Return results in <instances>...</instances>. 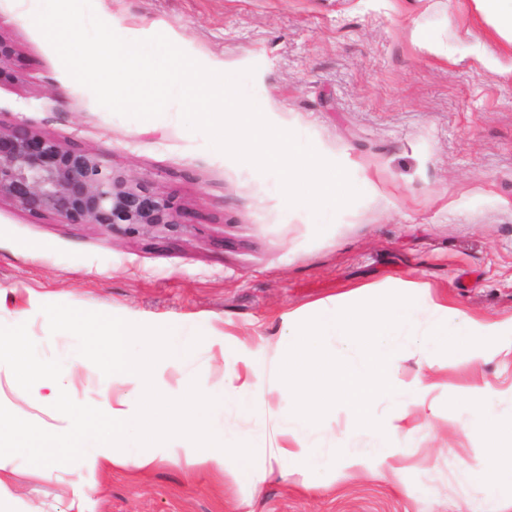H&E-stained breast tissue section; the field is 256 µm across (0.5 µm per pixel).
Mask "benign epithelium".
<instances>
[{"instance_id": "obj_1", "label": "benign epithelium", "mask_w": 512, "mask_h": 512, "mask_svg": "<svg viewBox=\"0 0 512 512\" xmlns=\"http://www.w3.org/2000/svg\"><path fill=\"white\" fill-rule=\"evenodd\" d=\"M60 224L163 233L182 224L176 200L119 173L91 148L69 147L23 120L0 122V202Z\"/></svg>"}]
</instances>
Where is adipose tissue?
I'll use <instances>...</instances> for the list:
<instances>
[{
	"mask_svg": "<svg viewBox=\"0 0 512 512\" xmlns=\"http://www.w3.org/2000/svg\"><path fill=\"white\" fill-rule=\"evenodd\" d=\"M430 336L434 347L447 348L454 344L474 348L495 335V326L467 325L465 330H450L448 322L457 318V310L438 306ZM96 342L112 351V373L129 379L133 390L122 400L120 408L112 412V424L106 432L75 427L76 416L70 408L61 412L62 426L53 432L39 433L19 419H8L0 409V422L7 420L23 447L79 449L88 471L74 491L78 505H85L94 487L93 473L113 466L131 465L140 470L152 469L157 462L171 454L167 448H145L141 442L159 427H168L173 435L190 443L185 453L194 462L214 468H223L226 450L224 432L213 423L212 416L224 407L225 394L205 386L188 383L178 398H170L154 385L157 362L176 364L189 359L193 339L180 328H167V342L162 347L142 340L139 328L129 322L110 321L92 328ZM206 440L205 446H193L194 437ZM237 453L252 460V482L265 480L270 463H297L300 470H325L332 460L317 456L308 447L288 448L273 446L265 440L247 441L236 448Z\"/></svg>",
	"mask_w": 512,
	"mask_h": 512,
	"instance_id": "obj_1",
	"label": "adipose tissue"
}]
</instances>
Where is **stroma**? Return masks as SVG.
Instances as JSON below:
<instances>
[{"mask_svg": "<svg viewBox=\"0 0 512 512\" xmlns=\"http://www.w3.org/2000/svg\"><path fill=\"white\" fill-rule=\"evenodd\" d=\"M122 38L164 34L205 67L255 68L246 91L275 126L340 164L361 196L314 218L287 209L278 179L211 148L179 113L139 121L100 106L65 70L32 20L31 0H0V38L14 49L0 82V122L22 119L63 143L94 149L114 170L175 195L186 228L107 231L36 218L0 203V335L22 331L35 359L54 365L57 397L14 381L0 359V408L48 432L61 402L82 425L109 427L114 398L128 392L83 326L141 327L155 346L175 324L209 343L179 365L158 364L164 392L186 383L235 392L248 360L272 359L321 303L364 290L381 296L413 283L421 297L390 373L431 384L426 408L379 435L354 425L348 407L288 434V404L269 390L258 411L233 400L214 416L231 445L223 469L177 455L143 472L95 476L85 512H512V447L494 449L470 427L468 397L492 390L500 427L512 426V44L472 0H92ZM459 310L497 336L465 351L429 340L436 305ZM66 315L77 327L49 328ZM261 436L335 454L351 466L308 475L274 473L251 486L234 445ZM497 450L483 476L468 464ZM35 454L0 432L11 474L0 512H72L84 473L75 451L34 475ZM496 493H489V486Z\"/></svg>", "mask_w": 512, "mask_h": 512, "instance_id": "obj_1", "label": "stroma"}]
</instances>
